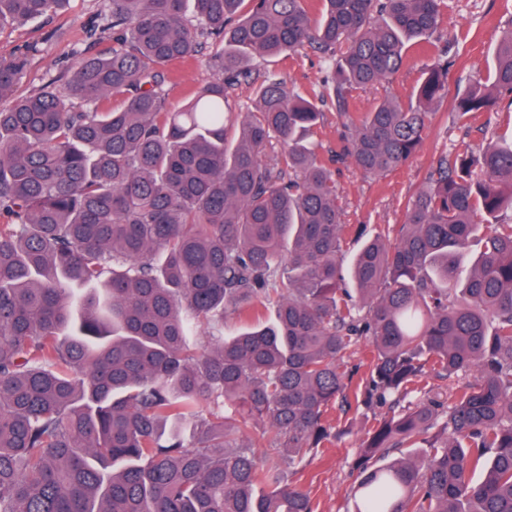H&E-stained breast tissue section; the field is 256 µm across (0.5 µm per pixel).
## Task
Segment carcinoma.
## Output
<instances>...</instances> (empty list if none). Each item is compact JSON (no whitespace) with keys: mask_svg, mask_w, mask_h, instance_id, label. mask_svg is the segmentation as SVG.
Returning <instances> with one entry per match:
<instances>
[{"mask_svg":"<svg viewBox=\"0 0 512 512\" xmlns=\"http://www.w3.org/2000/svg\"><path fill=\"white\" fill-rule=\"evenodd\" d=\"M66 2L0 0V27ZM323 2L314 20L307 0H110L112 48L28 96H13L28 55L0 60V512H313L295 476L338 439L326 415L351 397L392 409L358 449L352 512H512V140L440 155L347 287L336 184L308 136L329 100L349 117L334 161L404 165L423 105L448 97V62L415 107L391 96L354 119L351 93L436 46L447 4ZM208 43L221 75L168 110L170 66ZM305 45L325 65L316 96L243 67ZM493 56L489 85L453 111H489V87L512 95V32ZM243 81L257 107L232 114ZM201 330L210 341L191 343ZM361 340L354 390L344 358ZM471 371L446 402L401 405L431 372Z\"/></svg>","mask_w":512,"mask_h":512,"instance_id":"carcinoma-1","label":"carcinoma"}]
</instances>
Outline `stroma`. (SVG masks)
<instances>
[{
    "label": "stroma",
    "mask_w": 512,
    "mask_h": 512,
    "mask_svg": "<svg viewBox=\"0 0 512 512\" xmlns=\"http://www.w3.org/2000/svg\"><path fill=\"white\" fill-rule=\"evenodd\" d=\"M109 0H68L58 13L19 24L0 27V59L25 52L28 68L16 92H38L52 77L70 68L80 53L91 45L111 48V39L100 38L103 15ZM439 34L448 40L452 64L448 68L450 93L467 90L487 75L492 50L500 38L512 32V0H447ZM432 58L424 46L407 54L401 72L389 82L353 92L349 112L368 111L385 95L393 94L405 104L415 101V90ZM255 72L275 71L288 87L316 94L322 89L324 65L318 52L304 47L288 56L251 60ZM174 81L168 88L167 105H184L198 85L219 73L213 48H205L195 59L172 65ZM423 148L404 166L380 176L364 175L352 162L334 165L338 204L348 224L344 250L354 253L359 243L356 230L374 235L379 227L403 221L408 198L424 184V178L441 149L450 153H480L492 135L512 129V99L502 98L493 111L478 119L458 116L449 102L433 106ZM388 408H334L328 413L340 434L335 445L311 456L301 470V482L310 493L315 512H351V489L357 473L352 461L361 442Z\"/></svg>",
    "instance_id": "obj_1"
}]
</instances>
